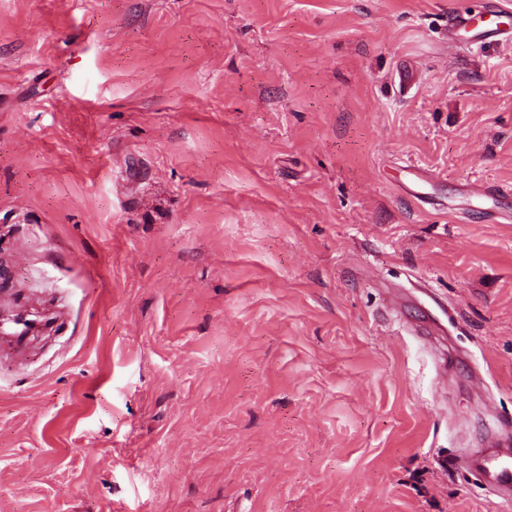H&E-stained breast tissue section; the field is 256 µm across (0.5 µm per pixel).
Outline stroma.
<instances>
[{
  "label": "stroma",
  "mask_w": 512,
  "mask_h": 512,
  "mask_svg": "<svg viewBox=\"0 0 512 512\" xmlns=\"http://www.w3.org/2000/svg\"><path fill=\"white\" fill-rule=\"evenodd\" d=\"M492 0H0V512H512ZM489 15L494 19L485 25L474 23V19L467 13L455 15L448 23V38L454 39L456 33L460 30H469L473 33L472 37H480L486 34H495L504 38H512L511 13L502 9L489 11ZM471 469L482 475L487 485L498 491L506 500L512 492L511 452L498 448L496 440H491L482 454L474 460Z\"/></svg>",
  "instance_id": "obj_1"
}]
</instances>
